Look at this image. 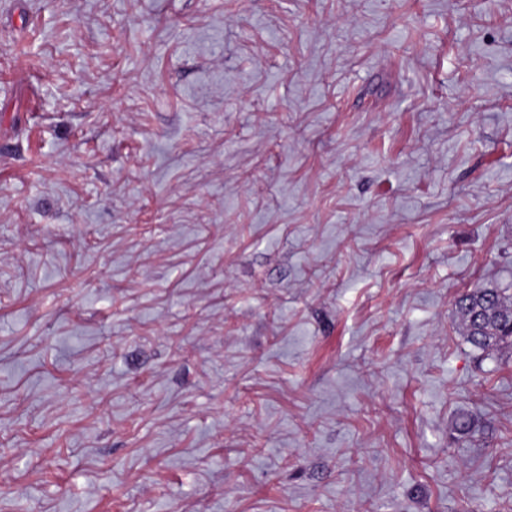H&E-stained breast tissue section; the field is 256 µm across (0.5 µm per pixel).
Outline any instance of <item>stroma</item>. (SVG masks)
Instances as JSON below:
<instances>
[{"mask_svg":"<svg viewBox=\"0 0 512 512\" xmlns=\"http://www.w3.org/2000/svg\"><path fill=\"white\" fill-rule=\"evenodd\" d=\"M482 286L512 0H0V512H512ZM509 288H475L460 295L456 312L462 334L481 350H497L512 343V295Z\"/></svg>","mask_w":512,"mask_h":512,"instance_id":"stroma-1","label":"stroma"}]
</instances>
